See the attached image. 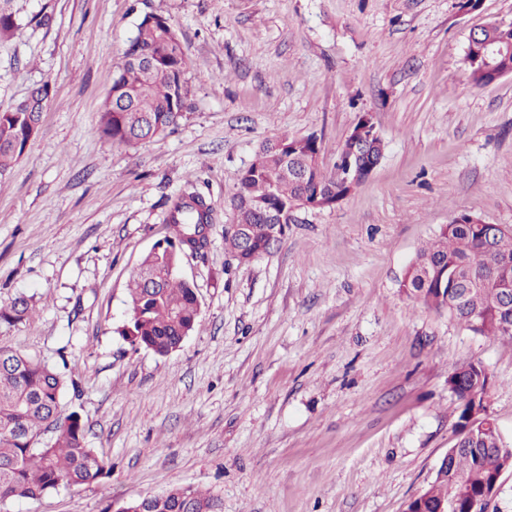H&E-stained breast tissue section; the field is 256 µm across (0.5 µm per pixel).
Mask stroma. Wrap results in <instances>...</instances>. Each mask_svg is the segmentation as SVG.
Returning <instances> with one entry per match:
<instances>
[{
    "mask_svg": "<svg viewBox=\"0 0 512 512\" xmlns=\"http://www.w3.org/2000/svg\"><path fill=\"white\" fill-rule=\"evenodd\" d=\"M12 0L0 111L50 84L38 133L0 178V304L26 296L0 347L63 373L64 412L111 473L0 512H118L174 487L224 512H403L453 445L456 366L491 377L512 446V344L401 294L418 249L467 213L512 225V74L468 80L472 30L512 0ZM166 17L190 60L191 107L163 136L98 127L141 15ZM385 142L333 208L300 209L250 265L224 249L231 197L266 140L316 136L331 167L362 114ZM213 208L184 259L200 322L161 357L117 332L141 257L170 235L187 181Z\"/></svg>",
    "mask_w": 512,
    "mask_h": 512,
    "instance_id": "1",
    "label": "stroma"
}]
</instances>
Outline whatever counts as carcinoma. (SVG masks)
Listing matches in <instances>:
<instances>
[{
	"label": "carcinoma",
	"mask_w": 512,
	"mask_h": 512,
	"mask_svg": "<svg viewBox=\"0 0 512 512\" xmlns=\"http://www.w3.org/2000/svg\"><path fill=\"white\" fill-rule=\"evenodd\" d=\"M9 2L0 0L1 41L13 38L20 28ZM488 36L504 50L512 48V25H491ZM476 57L474 50L466 53L468 78L482 88L488 78ZM189 70L182 42L167 19L145 13L113 78L100 132L114 143L131 145L141 141L147 120L152 136L165 134L189 108ZM40 118V110L26 98L0 112V177L22 157ZM346 148L342 145L333 167L326 170L315 136L272 139L259 147L232 198L237 223L250 225V247H243L236 234L224 232L225 250L238 264L266 253L269 215L293 208H330L352 192L341 158ZM211 220V205L193 182H187L169 208L167 222L174 236L158 241L127 283L129 313L119 335L131 346L166 356L195 331L200 304L180 267L186 256L206 247L207 236L199 234V225ZM504 279H512V226H488L461 214L419 250L399 288L475 333L512 341V306L494 301L495 285ZM28 310L24 297L1 305L0 324H18ZM489 385L490 376L478 362L462 364L448 377L458 400L456 443L448 449L447 470L437 473L424 496L408 501V512H436L444 501L453 504V512H471L485 488L501 471L512 468V461L499 452L504 440L495 420L472 419L473 395L487 393ZM65 388L55 368L0 348V501L36 499L62 482L90 484L111 472L112 464L87 445L79 413H63ZM45 432L53 433V439L42 444L39 438ZM185 503L192 512H222L218 496L183 487L133 500L120 512H138L145 504L149 512H178Z\"/></svg>",
	"instance_id": "cac0c4a2"
}]
</instances>
